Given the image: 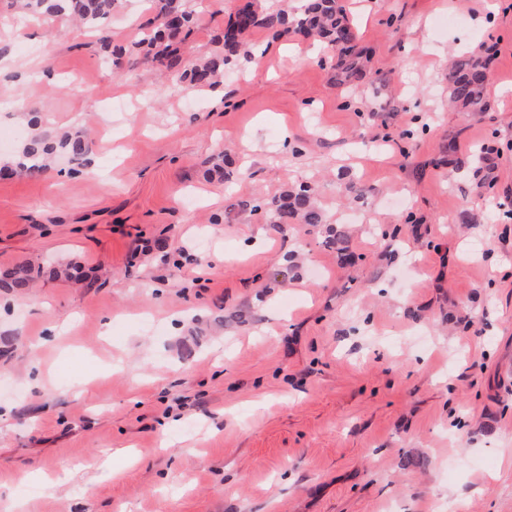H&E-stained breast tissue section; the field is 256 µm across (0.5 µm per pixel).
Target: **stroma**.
<instances>
[{"label": "stroma", "mask_w": 512, "mask_h": 512, "mask_svg": "<svg viewBox=\"0 0 512 512\" xmlns=\"http://www.w3.org/2000/svg\"><path fill=\"white\" fill-rule=\"evenodd\" d=\"M238 3L209 0L185 54ZM344 4L388 79L366 111L293 33L251 32L268 55L218 103L113 69L100 38L131 41L141 0L50 45L0 0V167L33 111L92 137L89 165L0 176V270L44 301L0 289V512H512V223L472 177L494 147L512 203V0L485 26V0ZM494 47L488 112L449 109V58ZM301 179L326 224L236 206ZM69 260L84 280L51 276ZM31 278L25 266H17L0 272V288L26 290L30 287Z\"/></svg>", "instance_id": "obj_1"}]
</instances>
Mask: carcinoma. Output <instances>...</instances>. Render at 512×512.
<instances>
[{
  "label": "carcinoma",
  "instance_id": "obj_1",
  "mask_svg": "<svg viewBox=\"0 0 512 512\" xmlns=\"http://www.w3.org/2000/svg\"><path fill=\"white\" fill-rule=\"evenodd\" d=\"M148 10L155 12L154 21L139 29L137 38L128 45L112 48V65L119 69L125 56H150L175 72L186 89L214 87L224 70L248 58L246 36L254 29H263L273 38L288 33L305 36L323 44L331 51L336 80L348 90L368 83L373 93L385 87V79L367 69L364 51L355 50L357 34L348 18L342 0H294L293 6L283 3L276 8L258 11L248 0L238 6L224 25L222 52L211 57H183L179 46L190 42L195 34V11L189 0H146ZM23 17L42 18L48 22L58 17L76 20L86 31L99 32L112 21L120 0H11ZM490 58L482 52L465 51L453 57L448 66V104L460 112L478 114L488 109L489 86L486 73ZM23 150L14 163V170L28 179H39L49 169V159L56 153L66 155L79 166L90 152L87 138L78 133L57 134L39 125L38 117L30 122ZM494 149L479 151V167L474 172L475 192L480 198L494 189ZM316 188L309 182H298L272 199H246L237 203L242 209L263 210L270 224L326 223L315 201ZM28 269L17 266L0 272V288L25 290L30 287Z\"/></svg>",
  "mask_w": 512,
  "mask_h": 512
}]
</instances>
